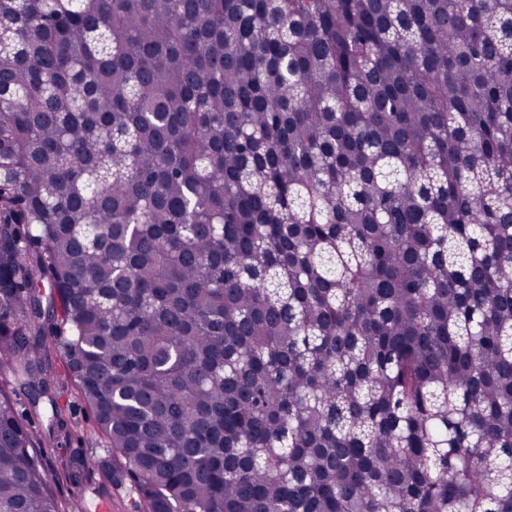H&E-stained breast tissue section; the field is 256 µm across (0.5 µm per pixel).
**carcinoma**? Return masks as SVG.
I'll return each instance as SVG.
<instances>
[{
  "label": "carcinoma",
  "instance_id": "obj_1",
  "mask_svg": "<svg viewBox=\"0 0 512 512\" xmlns=\"http://www.w3.org/2000/svg\"><path fill=\"white\" fill-rule=\"evenodd\" d=\"M54 355L138 512H512V0H0V512Z\"/></svg>",
  "mask_w": 512,
  "mask_h": 512
}]
</instances>
